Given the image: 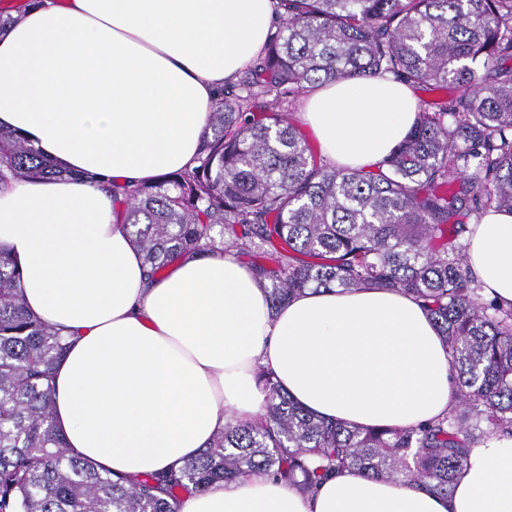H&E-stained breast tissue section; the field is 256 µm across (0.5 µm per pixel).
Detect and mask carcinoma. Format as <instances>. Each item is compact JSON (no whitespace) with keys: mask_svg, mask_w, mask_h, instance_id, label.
Wrapping results in <instances>:
<instances>
[{"mask_svg":"<svg viewBox=\"0 0 512 512\" xmlns=\"http://www.w3.org/2000/svg\"><path fill=\"white\" fill-rule=\"evenodd\" d=\"M264 51L224 86L190 172L112 186L123 224L156 276L221 248L246 256L278 309L309 289H389L433 318L454 403L408 428L326 421L269 372L265 412L229 422L166 477L112 478L65 446L52 424L51 375L68 341L30 315L21 271L0 249V512H180V493L268 475L312 493L343 471L446 495L469 450L512 438V303L468 264L471 225L512 211V0H280ZM389 73L459 94L420 107L370 170L315 160L292 121L317 84ZM66 176L0 128V182ZM220 227L228 237H216Z\"/></svg>","mask_w":512,"mask_h":512,"instance_id":"cac0c4a2","label":"carcinoma"}]
</instances>
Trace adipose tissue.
<instances>
[{
    "instance_id": "obj_1",
    "label": "adipose tissue",
    "mask_w": 512,
    "mask_h": 512,
    "mask_svg": "<svg viewBox=\"0 0 512 512\" xmlns=\"http://www.w3.org/2000/svg\"><path fill=\"white\" fill-rule=\"evenodd\" d=\"M279 0H26L0 27V126L93 174L0 186V248L26 309L61 328L53 422L116 477L179 469L228 418L263 414L272 371L306 410L361 427L445 413L454 384L433 321L387 289L308 290L271 312L263 282L222 250L150 281L112 196L192 169L219 89L260 53ZM411 86L388 75L315 88L300 119L336 165L371 169L414 126ZM469 263L512 302V212L475 227ZM181 512H512V440L471 448L448 495L352 473L306 497L253 476L211 484Z\"/></svg>"
}]
</instances>
